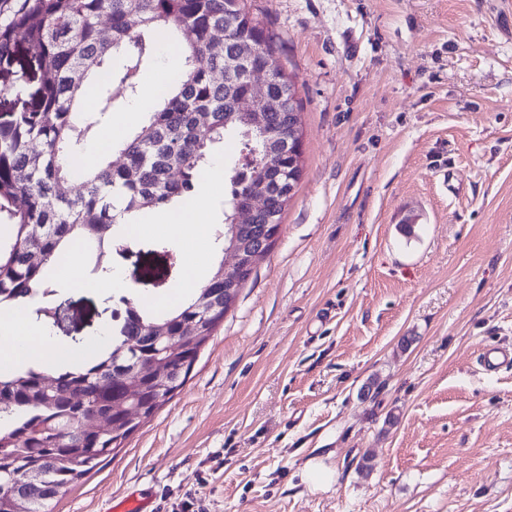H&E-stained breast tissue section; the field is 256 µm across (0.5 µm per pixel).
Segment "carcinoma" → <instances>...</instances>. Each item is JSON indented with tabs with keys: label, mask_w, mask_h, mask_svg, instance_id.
<instances>
[{
	"label": "carcinoma",
	"mask_w": 512,
	"mask_h": 512,
	"mask_svg": "<svg viewBox=\"0 0 512 512\" xmlns=\"http://www.w3.org/2000/svg\"><path fill=\"white\" fill-rule=\"evenodd\" d=\"M226 32L224 41L215 35ZM174 46L182 67L152 111L118 145L124 162L83 170L74 184L71 160L108 112L140 90L142 71L156 57L158 39ZM248 56V69L267 77L279 108L259 106L261 125L250 129L236 103L249 93L242 70L226 60ZM0 93L27 96L23 111L0 116V213L11 221L0 237V308L39 298L37 318L50 326L58 284L53 266L74 246L90 274L112 270L96 259L112 244V228L135 212L178 207L197 192L213 152L228 136L240 156L224 172L219 246L231 235L236 209L260 187L273 202L275 221L302 175V153H270L287 114L298 111L295 82L285 73L273 37L239 0H21L0 24ZM100 91L95 112L79 111L85 83ZM224 321V263L191 299L165 309L127 302L112 351L61 368L53 391L35 369L0 374V512H49L81 478L186 383L205 343ZM166 336L185 337L165 358L169 372L149 365ZM139 389L141 416L113 413L127 387Z\"/></svg>",
	"instance_id": "obj_1"
}]
</instances>
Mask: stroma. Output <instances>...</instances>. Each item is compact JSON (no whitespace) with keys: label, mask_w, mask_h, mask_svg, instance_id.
I'll use <instances>...</instances> for the list:
<instances>
[{"label":"stroma","mask_w":512,"mask_h":512,"mask_svg":"<svg viewBox=\"0 0 512 512\" xmlns=\"http://www.w3.org/2000/svg\"><path fill=\"white\" fill-rule=\"evenodd\" d=\"M242 2L296 84L302 176L185 386L52 512H512V365L480 361L512 349V0ZM166 239L102 252L126 297L61 290L54 342L179 288ZM149 504V499L141 493L130 492L113 499L112 508L108 512H152Z\"/></svg>","instance_id":"1"}]
</instances>
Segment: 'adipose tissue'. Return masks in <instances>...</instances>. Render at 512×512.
<instances>
[{
    "instance_id": "obj_1",
    "label": "adipose tissue",
    "mask_w": 512,
    "mask_h": 512,
    "mask_svg": "<svg viewBox=\"0 0 512 512\" xmlns=\"http://www.w3.org/2000/svg\"><path fill=\"white\" fill-rule=\"evenodd\" d=\"M224 167L215 162L206 172L194 200L164 216V229L180 241H196L197 247L185 256V272L180 288L155 299V306H170L185 301L200 287L212 250L208 234L209 204L223 187ZM34 302L27 301L0 310V371L21 372L30 368L52 370L72 359L54 343L50 332L36 322Z\"/></svg>"
}]
</instances>
